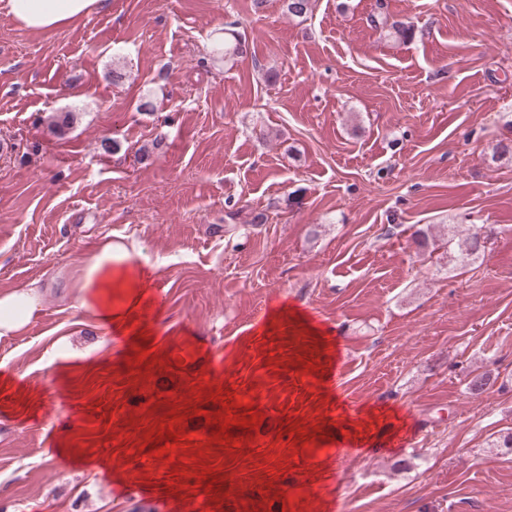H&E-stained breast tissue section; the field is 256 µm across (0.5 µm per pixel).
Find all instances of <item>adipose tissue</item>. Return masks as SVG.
<instances>
[{
  "label": "adipose tissue",
  "instance_id": "adipose-tissue-1",
  "mask_svg": "<svg viewBox=\"0 0 512 512\" xmlns=\"http://www.w3.org/2000/svg\"><path fill=\"white\" fill-rule=\"evenodd\" d=\"M23 27L54 29L87 17L105 0H0ZM129 251L111 241L82 266L78 301L92 312L101 327L123 331L140 318L152 285L143 270L130 263ZM45 290L40 281L0 291V338L27 330L42 312Z\"/></svg>",
  "mask_w": 512,
  "mask_h": 512
}]
</instances>
